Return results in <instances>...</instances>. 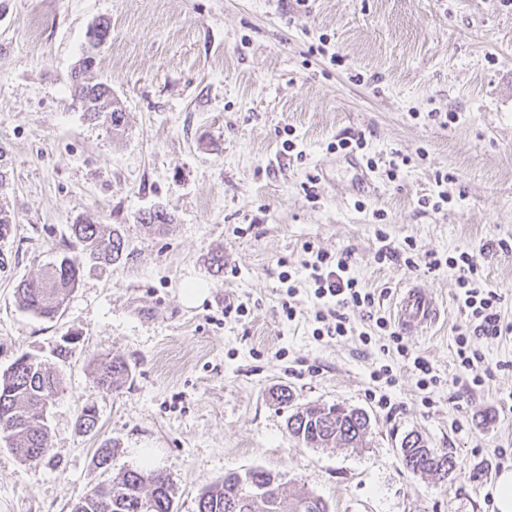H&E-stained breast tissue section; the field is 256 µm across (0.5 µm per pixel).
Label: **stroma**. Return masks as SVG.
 <instances>
[{
    "mask_svg": "<svg viewBox=\"0 0 512 512\" xmlns=\"http://www.w3.org/2000/svg\"><path fill=\"white\" fill-rule=\"evenodd\" d=\"M101 18L112 35L95 75L126 112L118 134L87 121L68 89ZM321 42L322 55L313 51ZM333 53L343 65L330 64ZM433 110L456 120L441 125ZM286 126L302 157L284 153ZM353 135L365 147L351 159L333 144ZM396 151L413 162L392 182L385 170ZM369 157L371 187L360 193L358 165ZM0 171V209L14 219L0 239V371L26 353L63 380L37 465H24L0 432V512H70L144 454L169 477L175 512H195L199 492L225 472L255 467L288 492L321 496L330 512H497L495 479L512 468V334L475 338L487 373L469 388L454 344L468 323L459 271L423 261L479 252V277L512 323V5L0 0ZM446 172L447 203L420 207ZM159 206L171 215L163 234L140 221ZM82 219L120 225L122 259L85 264L54 320L20 308L22 281L78 254L70 226ZM382 232L396 248L412 240L421 266L376 263ZM217 250L220 274L210 267ZM319 250L350 254L361 284L382 293L387 320L400 288L435 297L437 324L404 341L437 384L418 389L374 320L352 319L343 337L315 336L307 266ZM189 283L206 288L200 304L183 302ZM229 302L248 315L225 316ZM69 334L79 341L62 364L54 349ZM106 354L132 367L112 392L95 384ZM383 365L395 385L373 377ZM281 385L300 406L366 412L362 447L292 439L288 411L271 397ZM377 394L390 407H378ZM89 401L98 431L82 435L76 415ZM411 432L453 459L448 477L405 468L400 448ZM103 446L112 450L107 471L92 463Z\"/></svg>",
    "mask_w": 512,
    "mask_h": 512,
    "instance_id": "1",
    "label": "stroma"
}]
</instances>
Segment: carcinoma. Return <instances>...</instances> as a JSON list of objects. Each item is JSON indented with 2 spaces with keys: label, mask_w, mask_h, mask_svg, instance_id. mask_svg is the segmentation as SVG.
I'll return each mask as SVG.
<instances>
[{
  "label": "carcinoma",
  "mask_w": 512,
  "mask_h": 512,
  "mask_svg": "<svg viewBox=\"0 0 512 512\" xmlns=\"http://www.w3.org/2000/svg\"><path fill=\"white\" fill-rule=\"evenodd\" d=\"M93 28L95 35L87 40L86 50L70 75V91L89 120L116 132L124 127L125 112L112 96L110 85L92 76L98 49L110 38L111 25L100 19ZM141 221L160 232L170 218L165 209L158 208L143 214ZM70 230L81 256L63 255L17 288L19 305L50 321L63 312L77 287L83 261L110 264L121 259L127 250L126 239L116 224L81 220L70 225ZM131 374L130 365L121 356L97 360L96 380L102 389L119 388ZM61 388L59 374L27 355L17 358L0 374V429L8 433L11 448L28 466L38 464L44 455L47 409ZM369 424L362 410L342 405L296 407L286 420L288 433L311 448L333 443L354 448V439L364 437ZM97 425L95 405L83 407L76 419L77 430L91 434ZM401 454L406 468L418 474L444 478L455 467L450 457L427 447L418 436L405 437ZM71 512H174L173 493L162 472L147 467L125 469L91 489L72 505ZM196 512H329V508L323 499L308 491L291 498L285 496L273 473L251 468L243 473L228 472L224 479L203 489Z\"/></svg>",
  "instance_id": "1"
}]
</instances>
